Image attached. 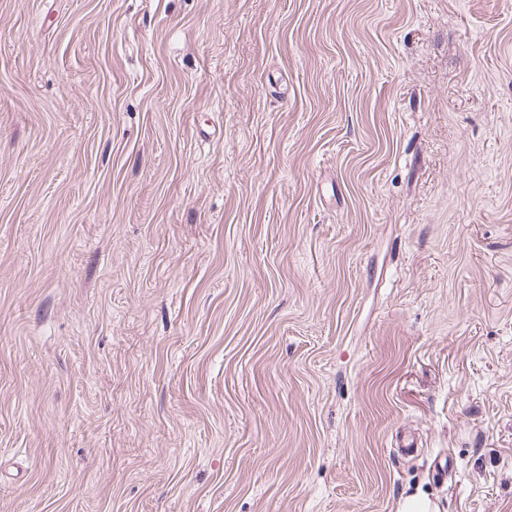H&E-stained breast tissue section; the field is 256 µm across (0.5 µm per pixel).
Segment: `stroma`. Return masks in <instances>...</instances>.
I'll return each instance as SVG.
<instances>
[{"label":"stroma","mask_w":512,"mask_h":512,"mask_svg":"<svg viewBox=\"0 0 512 512\" xmlns=\"http://www.w3.org/2000/svg\"><path fill=\"white\" fill-rule=\"evenodd\" d=\"M417 491L512 512V0H0V512Z\"/></svg>","instance_id":"stroma-1"}]
</instances>
